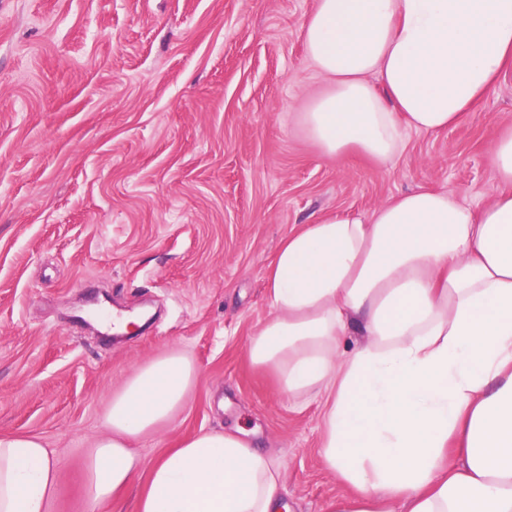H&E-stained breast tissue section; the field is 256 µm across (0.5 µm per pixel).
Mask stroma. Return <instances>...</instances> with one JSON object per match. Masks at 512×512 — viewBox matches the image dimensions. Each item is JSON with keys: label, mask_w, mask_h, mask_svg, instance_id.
I'll use <instances>...</instances> for the list:
<instances>
[{"label": "stroma", "mask_w": 512, "mask_h": 512, "mask_svg": "<svg viewBox=\"0 0 512 512\" xmlns=\"http://www.w3.org/2000/svg\"><path fill=\"white\" fill-rule=\"evenodd\" d=\"M315 0H0V435L35 434L61 479L51 512H87L92 442L136 368L179 350L199 377L144 467L103 512H134L146 468L203 430L239 427L280 462L296 512L346 486L322 457L325 400L289 398L247 346L271 317L266 272L320 215L438 190H497L512 71L458 125L407 131L387 165L321 149L296 112L324 91L302 25ZM152 307L143 328L89 304Z\"/></svg>", "instance_id": "1"}]
</instances>
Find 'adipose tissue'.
Here are the masks:
<instances>
[{"label":"adipose tissue","instance_id":"ef3b65f1","mask_svg":"<svg viewBox=\"0 0 512 512\" xmlns=\"http://www.w3.org/2000/svg\"><path fill=\"white\" fill-rule=\"evenodd\" d=\"M308 58L329 82L296 122L328 155L379 163L406 130L458 124L512 70V0H316ZM480 207L416 191L285 238L250 360L291 397L329 394L322 455L349 485L329 512H512V134ZM199 371L167 352L113 394L87 507L129 486L136 442L172 423ZM60 481L34 434L0 435V512H47ZM281 467L239 431H203L149 468L135 512H292Z\"/></svg>","mask_w":512,"mask_h":512}]
</instances>
